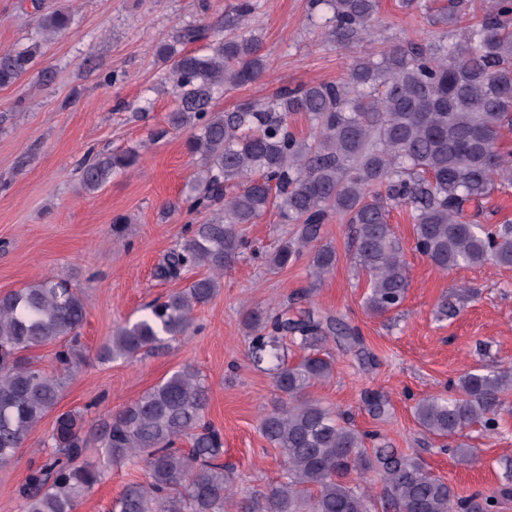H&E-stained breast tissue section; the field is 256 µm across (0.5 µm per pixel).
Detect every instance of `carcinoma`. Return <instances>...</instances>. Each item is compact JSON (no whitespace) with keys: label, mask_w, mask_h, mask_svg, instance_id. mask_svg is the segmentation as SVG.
I'll list each match as a JSON object with an SVG mask.
<instances>
[{"label":"carcinoma","mask_w":512,"mask_h":512,"mask_svg":"<svg viewBox=\"0 0 512 512\" xmlns=\"http://www.w3.org/2000/svg\"><path fill=\"white\" fill-rule=\"evenodd\" d=\"M331 12L326 35L347 42L370 29L379 0H311ZM249 4L224 20L236 34L211 36L188 27L175 44L156 50L178 93L168 126L188 130V152L201 158L194 188L180 201L190 212L209 214L191 224L157 276L176 277L203 267L204 276L147 306L97 351L112 362L150 353L166 340L187 334L196 308L210 302L224 267L246 242L244 224H254L275 205L294 237L279 244L270 263L282 268L310 250L318 281L336 264L327 245L311 248L333 215L354 228V259L369 278L366 311L397 310L409 287L404 246L389 224V208L410 209L414 249L442 271L463 266L512 268V222L485 224L480 207L512 187V151L501 141L512 131V0H493L483 17L462 25L464 3L451 0L443 21L459 27V38L408 39L356 58L341 83L284 88L274 97L246 100L232 112L214 108L215 95L260 78L267 69L261 40L242 29ZM71 12L42 14V37L24 48L0 50V87L28 74L43 42L69 29ZM207 41V52L178 48ZM310 123L309 137L290 129L294 115ZM139 151L127 148L85 164L81 183L102 189L113 175L133 167ZM86 316L77 289L54 276L0 296V466L22 447L29 432L58 405L64 383L26 353L58 347L55 358L70 366L78 357V330ZM252 361L273 374L278 403L260 429L280 452L281 480L244 506L245 512H492L512 496V478L490 495L459 496L413 455L378 433L362 431L315 399L310 389L330 378L329 340L360 345L358 330L309 305L286 303L274 314L253 312L247 321ZM290 343H285V340ZM303 356L290 364L288 345ZM512 393V367L472 369L451 383L447 396L417 401L414 417L430 435L448 438L478 423L498 433L505 396ZM208 387L186 366L104 421L87 428L85 414H58L45 459L21 493L24 512H76L79 496L101 479L100 465H137L146 480L124 487L112 512H224L230 499V465L224 437L205 419ZM367 411L381 419L388 401L370 392ZM96 445L98 460L83 461ZM374 474V492L352 478Z\"/></svg>","instance_id":"obj_1"}]
</instances>
